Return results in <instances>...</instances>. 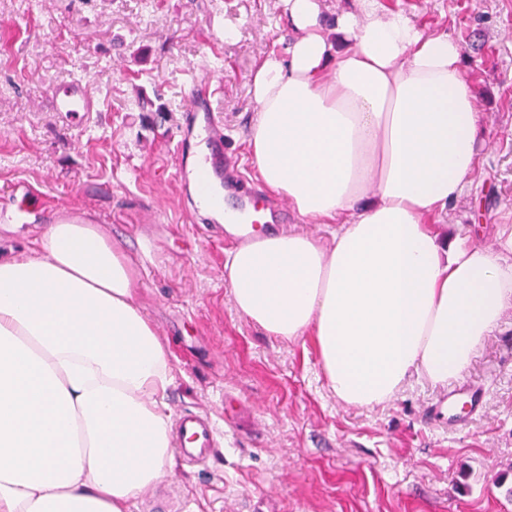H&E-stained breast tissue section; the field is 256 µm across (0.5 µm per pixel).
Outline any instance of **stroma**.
<instances>
[{"label":"stroma","mask_w":512,"mask_h":512,"mask_svg":"<svg viewBox=\"0 0 512 512\" xmlns=\"http://www.w3.org/2000/svg\"><path fill=\"white\" fill-rule=\"evenodd\" d=\"M380 2L460 46L479 160L438 224L494 245L512 225V0ZM293 38L284 0H0V198L21 181L47 204L31 223L0 222V250L30 246L49 212L96 213L136 266L137 302L169 352V415L203 412L221 428L205 465L175 464L132 512H512V307L460 375L485 398L457 431L435 409L447 386L416 375L383 405H344L312 343L236 313L234 240L200 230L167 179L185 76L217 68L215 106L262 188L252 78ZM72 79L97 101L83 123L47 95Z\"/></svg>","instance_id":"stroma-1"}]
</instances>
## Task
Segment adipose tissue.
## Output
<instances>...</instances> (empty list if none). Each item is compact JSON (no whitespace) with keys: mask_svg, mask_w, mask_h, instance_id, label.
Returning a JSON list of instances; mask_svg holds the SVG:
<instances>
[{"mask_svg":"<svg viewBox=\"0 0 512 512\" xmlns=\"http://www.w3.org/2000/svg\"><path fill=\"white\" fill-rule=\"evenodd\" d=\"M285 2L296 37L254 74L250 155L298 215L337 231L329 249L294 231L240 242L234 308L311 338L337 400L372 408L412 375L470 366L512 304V227L481 248L428 222L478 164L477 92L452 37L378 0L332 30L318 0ZM136 277L96 224L0 253V512H131L169 474V356Z\"/></svg>","mask_w":512,"mask_h":512,"instance_id":"adipose-tissue-1","label":"adipose tissue"}]
</instances>
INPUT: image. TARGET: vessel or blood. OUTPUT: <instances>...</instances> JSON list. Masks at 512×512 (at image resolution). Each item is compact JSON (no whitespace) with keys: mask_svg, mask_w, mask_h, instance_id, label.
Returning a JSON list of instances; mask_svg holds the SVG:
<instances>
[{"mask_svg":"<svg viewBox=\"0 0 512 512\" xmlns=\"http://www.w3.org/2000/svg\"><path fill=\"white\" fill-rule=\"evenodd\" d=\"M221 76L213 70L191 72L183 84L186 129L196 133L205 151L193 164L184 158L190 153L186 137L176 143L177 161L171 172L179 186L196 184L198 191L191 207L201 216L203 223H218L214 208L206 205V198L215 192H225L226 208L234 212L236 220L245 224H284L288 221V208L284 201L266 199L249 186L242 173L238 157L231 143L232 137L224 130V122L214 106V96L221 84ZM55 111L64 113L73 121L95 111L96 102L89 85L74 80L55 86L50 91ZM46 208L42 199L31 193L26 184H15L7 197L0 199V222L25 224ZM217 430L210 418L196 412L181 414L173 429L174 448L189 464L206 461L216 446Z\"/></svg>","mask_w":512,"mask_h":512,"instance_id":"obj_1","label":"vessel or blood"}]
</instances>
